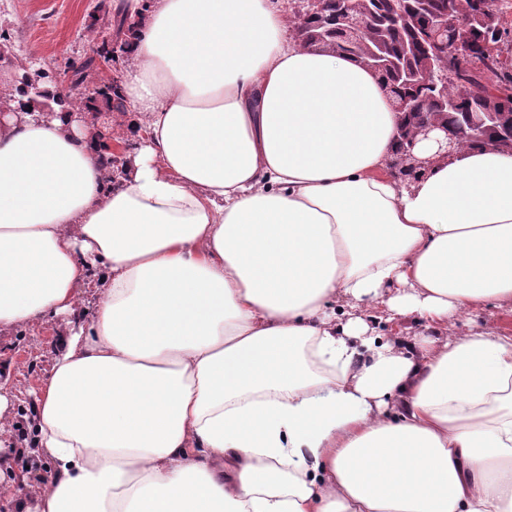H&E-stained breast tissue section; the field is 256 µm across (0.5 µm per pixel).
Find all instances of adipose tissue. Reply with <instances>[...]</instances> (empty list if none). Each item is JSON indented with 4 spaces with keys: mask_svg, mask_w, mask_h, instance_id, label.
Segmentation results:
<instances>
[{
    "mask_svg": "<svg viewBox=\"0 0 512 512\" xmlns=\"http://www.w3.org/2000/svg\"><path fill=\"white\" fill-rule=\"evenodd\" d=\"M143 22L120 93L126 176L83 114L0 84V333L64 315L15 512H512V336H443L512 303V148L424 140L356 58L276 0H112ZM100 286L91 317L78 312ZM346 301L338 311L337 301ZM416 315L411 346L359 311ZM130 148V147H129ZM123 150L124 156L126 157L132 148ZM123 155H114L111 152H107L101 157V165L104 171V177L107 185L110 187L116 185L123 175H125L126 160Z\"/></svg>",
    "mask_w": 512,
    "mask_h": 512,
    "instance_id": "ef3b65f1",
    "label": "adipose tissue"
}]
</instances>
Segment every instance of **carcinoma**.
Returning a JSON list of instances; mask_svg holds the SVG:
<instances>
[{"mask_svg":"<svg viewBox=\"0 0 512 512\" xmlns=\"http://www.w3.org/2000/svg\"><path fill=\"white\" fill-rule=\"evenodd\" d=\"M340 0H320V10L315 17L306 20L296 37L305 45L324 50L323 41L328 39L337 45L341 53L355 56L362 62L370 60L377 51L391 59L383 80L395 84L399 94L415 103L413 113L421 119L438 120L455 128L457 141L462 146H475L478 141L499 140L504 128L512 125V60L503 56V46L512 42V24L507 15L512 13L509 0H366L367 33L358 40H350L336 32V12ZM479 13L490 10L496 15L499 27L476 25L459 34L448 36V62L452 63L457 51L456 42L467 45L470 55L485 68L468 76L465 82L449 85L448 95L456 98L459 108L445 110L436 100L437 92L432 82L422 73L420 56L403 52L404 47L422 44L426 30V17L443 11ZM106 25L115 35L116 51L102 48L98 55L104 64L116 73L129 64L128 34L133 21L120 14L107 18ZM22 78L35 80L40 87L57 85L56 75L47 66L30 59L18 62ZM483 108H491L497 114V122L475 133L465 126L460 112L470 102ZM60 106H71L88 117L95 129V136L106 150L101 157L106 184L116 185L125 175L126 160L122 155L109 152L114 127L112 116L127 115L124 99L118 93V83L99 87L93 98L73 97L62 92L52 99Z\"/></svg>","mask_w":512,"mask_h":512,"instance_id":"1","label":"carcinoma"}]
</instances>
